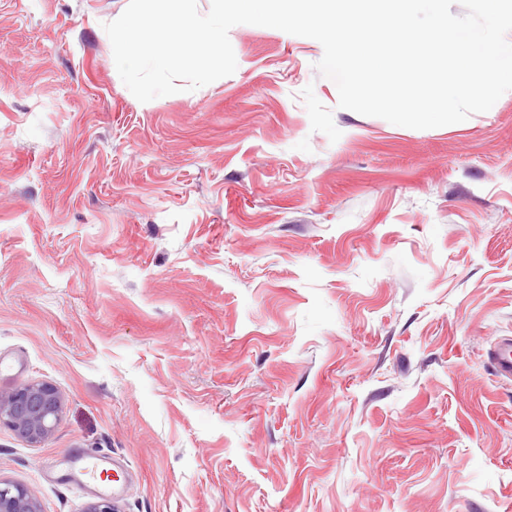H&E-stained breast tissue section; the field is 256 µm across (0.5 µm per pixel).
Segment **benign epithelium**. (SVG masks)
I'll return each instance as SVG.
<instances>
[{
  "label": "benign epithelium",
  "mask_w": 512,
  "mask_h": 512,
  "mask_svg": "<svg viewBox=\"0 0 512 512\" xmlns=\"http://www.w3.org/2000/svg\"><path fill=\"white\" fill-rule=\"evenodd\" d=\"M63 396L47 382H25L0 391V425L32 443L48 440L61 417ZM0 512H41L38 500L23 485L0 480Z\"/></svg>",
  "instance_id": "benign-epithelium-1"
}]
</instances>
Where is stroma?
I'll list each match as a JSON object with an SVG mask.
<instances>
[{
    "label": "stroma",
    "mask_w": 512,
    "mask_h": 512,
    "mask_svg": "<svg viewBox=\"0 0 512 512\" xmlns=\"http://www.w3.org/2000/svg\"><path fill=\"white\" fill-rule=\"evenodd\" d=\"M129 0H0V479L42 512H512V91L431 129L339 108L316 40L142 103ZM94 455L105 491L70 478ZM495 373L512 379V340L505 338L497 345L490 356ZM63 396L47 382H25L0 391V425L32 443L48 440L61 417Z\"/></svg>",
    "instance_id": "stroma-1"
}]
</instances>
